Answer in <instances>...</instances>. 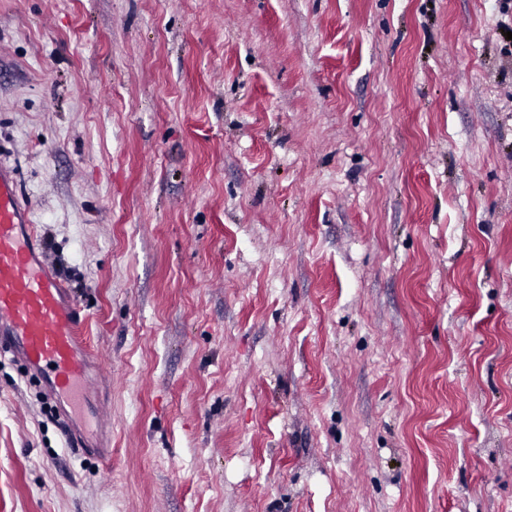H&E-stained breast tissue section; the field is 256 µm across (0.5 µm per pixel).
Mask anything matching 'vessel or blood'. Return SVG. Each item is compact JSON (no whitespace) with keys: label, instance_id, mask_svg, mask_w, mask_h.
<instances>
[{"label":"vessel or blood","instance_id":"obj_1","mask_svg":"<svg viewBox=\"0 0 512 512\" xmlns=\"http://www.w3.org/2000/svg\"><path fill=\"white\" fill-rule=\"evenodd\" d=\"M84 325L37 240L16 167L0 163V356L39 375L50 399L74 404L90 385Z\"/></svg>","mask_w":512,"mask_h":512}]
</instances>
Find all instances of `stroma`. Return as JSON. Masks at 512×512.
I'll return each mask as SVG.
<instances>
[{"label": "stroma", "mask_w": 512, "mask_h": 512, "mask_svg": "<svg viewBox=\"0 0 512 512\" xmlns=\"http://www.w3.org/2000/svg\"><path fill=\"white\" fill-rule=\"evenodd\" d=\"M510 31L512 0H0V159L112 405L69 447L0 357V512H512Z\"/></svg>", "instance_id": "obj_1"}]
</instances>
